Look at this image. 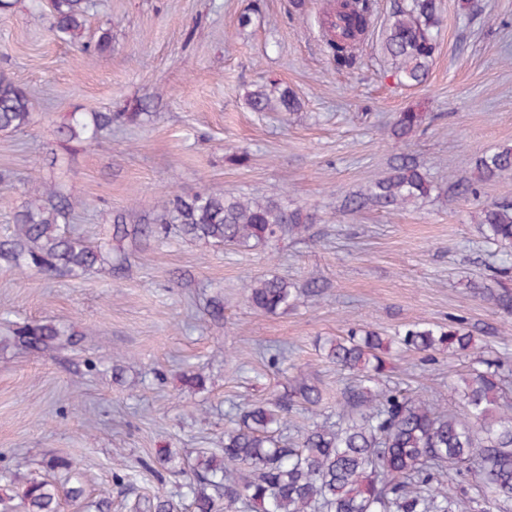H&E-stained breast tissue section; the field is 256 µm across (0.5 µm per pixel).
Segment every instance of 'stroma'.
Returning <instances> with one entry per match:
<instances>
[{
    "mask_svg": "<svg viewBox=\"0 0 512 512\" xmlns=\"http://www.w3.org/2000/svg\"><path fill=\"white\" fill-rule=\"evenodd\" d=\"M102 0L83 41L112 37L111 50L85 56L54 39L51 2L0 0V72L31 94L34 124L0 132V241L34 184L52 182L86 203L75 229L109 240L112 219L146 224L162 196L199 190L232 196L283 195L313 217L306 238L251 251L169 236L124 240L123 269L72 279L18 275L0 268V335L9 322L50 320L83 331L79 351L50 355L0 348V473L26 478L43 459L79 470L88 497L109 488L112 512L157 491L177 493L183 474L140 472L116 483L112 458L136 465L170 449L185 463L220 448L230 409L283 392L310 374L335 413L346 373L325 361L317 339L363 324L385 335L418 320L460 318L475 346L506 357L512 397V318L474 295L470 281L492 283L498 260L478 230L479 211L512 189V172L459 198L449 185L476 157L512 144V0H440L438 47L424 85L396 86L382 51L393 0H378L358 70H336L320 24L327 0ZM248 24H241V17ZM289 89L294 113L252 111L260 85ZM149 103L140 127L113 126L91 146L62 148L63 116L123 112ZM409 107L427 109L430 126L411 140L386 127ZM417 157L434 182L430 197L393 212L345 211V198L385 176L397 156ZM264 274L297 286L320 279L322 297L277 314L248 307L242 286ZM224 302L222 320L206 306ZM282 352L281 373L269 371ZM473 354L441 352L435 361L393 355L390 382L428 389L463 413L450 390ZM201 373L195 393L186 374Z\"/></svg>",
    "mask_w": 512,
    "mask_h": 512,
    "instance_id": "stroma-1",
    "label": "stroma"
}]
</instances>
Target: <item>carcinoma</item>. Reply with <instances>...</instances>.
<instances>
[{
    "mask_svg": "<svg viewBox=\"0 0 512 512\" xmlns=\"http://www.w3.org/2000/svg\"><path fill=\"white\" fill-rule=\"evenodd\" d=\"M53 32L63 40L82 37L95 0H52ZM326 43L338 71L359 68V48L374 14V0H336L325 8ZM441 18L438 0H393L391 23L383 41L389 76L403 86L427 81ZM255 112L299 109L298 98L283 89L272 99L266 88L249 94ZM152 117L140 104L129 112H72L57 127L62 143L87 146L114 125L139 124ZM418 109L397 114L388 129L403 140L430 123ZM35 122L28 92L0 74V131L19 132ZM512 170V145L478 157L470 175L460 176L456 194H477L478 186ZM433 183L416 159L398 157L384 177L348 196L344 208L399 210L428 197ZM79 202L53 187L23 206L14 238L0 243V265L25 275L30 272L80 278L110 265L121 268L125 257L106 245H94L71 228ZM312 216L285 197L249 198L200 190L173 192L154 218V225L128 226L117 216L112 237L118 241L150 234L168 236L175 227L181 238L214 246L253 250L281 238L304 236ZM479 225L485 239L501 255L496 287L473 283L471 288L501 313L512 316V197L482 206ZM322 285L311 281L299 289L276 275L257 276L244 284L245 301L256 311L275 314L302 297H318ZM81 336L47 320L12 324L4 343L49 353L75 347ZM474 336L463 320L444 326L426 320L408 324L392 336L350 326L345 334L319 345L323 359L349 372L336 419L299 427L283 436L284 413L295 403L316 411L322 389L301 374L289 381L288 392L268 401L234 406L233 427L224 430V448L202 451L191 467L192 479L181 496L193 512H490L493 505L512 504V403L504 400L503 358L479 357L451 391L465 415L441 406L425 393L407 394L389 383L387 356L391 345L422 355L425 362L448 347L473 348ZM63 469V481L32 478L15 496L0 491V512H61L64 501L81 502L86 489L70 462L52 460ZM476 478L478 496L469 493ZM149 512H183V501L157 494Z\"/></svg>",
    "mask_w": 512,
    "mask_h": 512,
    "instance_id": "1",
    "label": "carcinoma"
}]
</instances>
